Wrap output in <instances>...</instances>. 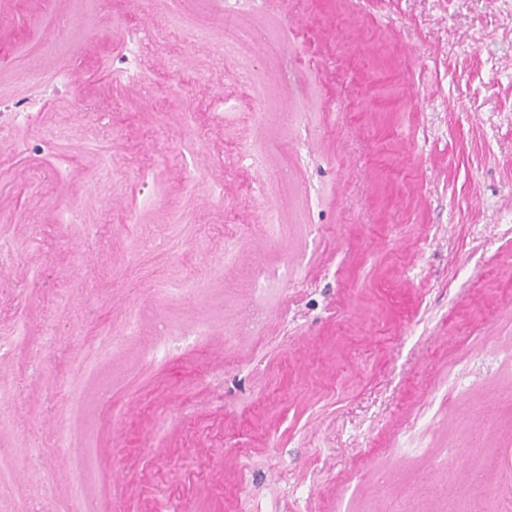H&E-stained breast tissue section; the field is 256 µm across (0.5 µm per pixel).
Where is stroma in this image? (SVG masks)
Masks as SVG:
<instances>
[{
  "mask_svg": "<svg viewBox=\"0 0 512 512\" xmlns=\"http://www.w3.org/2000/svg\"><path fill=\"white\" fill-rule=\"evenodd\" d=\"M0 53V512H512V0H0Z\"/></svg>",
  "mask_w": 512,
  "mask_h": 512,
  "instance_id": "obj_1",
  "label": "stroma"
}]
</instances>
